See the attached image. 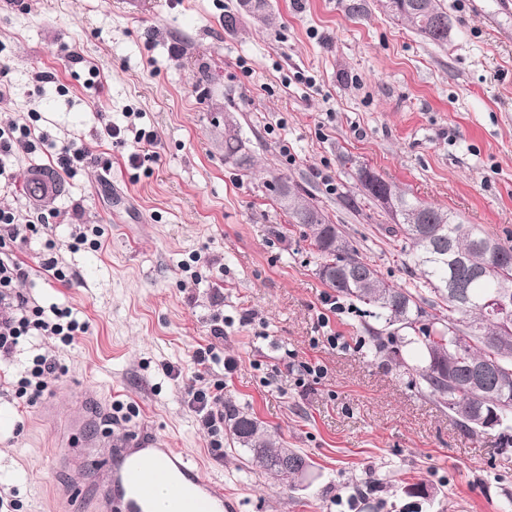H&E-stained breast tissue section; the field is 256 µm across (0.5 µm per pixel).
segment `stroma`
<instances>
[{
  "label": "stroma",
  "mask_w": 512,
  "mask_h": 512,
  "mask_svg": "<svg viewBox=\"0 0 512 512\" xmlns=\"http://www.w3.org/2000/svg\"><path fill=\"white\" fill-rule=\"evenodd\" d=\"M268 4L271 27L239 0H0V123L45 138L16 155L0 208L50 217L13 248L26 272L18 288L88 324L74 344L49 342L61 368L46 398L54 416L16 398L24 357L0 361V488L18 512H73L91 484L93 472L63 460L78 408L97 419L99 457L113 426L148 427L240 512H507L512 447L467 433L391 356L373 355L359 303L330 311L305 231L269 184L304 187L396 286L410 284L404 243L362 192L359 166L511 243L512 12L442 0L451 27L437 45L380 0ZM108 122L120 138L104 137ZM228 129L252 169L225 161ZM143 131L157 141L141 150ZM73 140L92 157L58 171L55 152ZM38 167L57 170L62 190L30 194ZM80 225L98 230L99 249L73 247ZM51 256L64 280L45 271ZM330 334L347 347H330ZM212 342L220 364L198 365ZM187 383L223 384L226 402L309 457L310 481L288 489L227 429L203 433ZM414 483L429 498L408 495Z\"/></svg>",
  "instance_id": "stroma-1"
}]
</instances>
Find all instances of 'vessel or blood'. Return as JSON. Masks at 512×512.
Returning a JSON list of instances; mask_svg holds the SVG:
<instances>
[{"label":"vessel or blood","instance_id":"obj_1","mask_svg":"<svg viewBox=\"0 0 512 512\" xmlns=\"http://www.w3.org/2000/svg\"><path fill=\"white\" fill-rule=\"evenodd\" d=\"M112 458L98 462L93 441H85L75 465L95 469V512H155L153 487H164L169 512H238L233 496L203 478L175 448L159 447L152 432H124L112 438Z\"/></svg>","mask_w":512,"mask_h":512}]
</instances>
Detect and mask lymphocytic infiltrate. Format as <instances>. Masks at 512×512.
<instances>
[{"mask_svg":"<svg viewBox=\"0 0 512 512\" xmlns=\"http://www.w3.org/2000/svg\"><path fill=\"white\" fill-rule=\"evenodd\" d=\"M31 223H21L19 215L10 209H0V357L10 358L21 350L32 357L17 382L15 393L33 405L49 393L48 379L58 371L52 349L44 347L43 338H56L70 344L87 330L78 322L71 309L56 306L42 308L31 304L17 285L26 273L14 258L11 247L27 242L35 232Z\"/></svg>","mask_w":512,"mask_h":512,"instance_id":"lymphocytic-infiltrate-1","label":"lymphocytic infiltrate"}]
</instances>
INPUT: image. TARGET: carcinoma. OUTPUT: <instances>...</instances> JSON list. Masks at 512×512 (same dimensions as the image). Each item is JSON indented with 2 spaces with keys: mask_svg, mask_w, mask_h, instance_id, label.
Segmentation results:
<instances>
[{
  "mask_svg": "<svg viewBox=\"0 0 512 512\" xmlns=\"http://www.w3.org/2000/svg\"><path fill=\"white\" fill-rule=\"evenodd\" d=\"M409 2L412 8L402 20L433 44L447 42L448 12L440 0ZM224 158L243 169L252 165V156L234 135L224 137ZM364 170L357 168V180L374 200L394 188L387 181L381 185L363 181ZM269 187L292 223L309 230L307 237L320 259L321 280L339 295L367 306L369 316L379 322V327L371 328L375 353L398 343L418 345L423 365L415 369L417 390L452 411L468 433H489L482 422L485 415L503 431L500 439L509 440L504 430L512 421V321L487 318L480 301L502 283L512 284V245L496 241L497 254L492 257L482 248L487 232L460 222L448 210L398 192L397 207L418 210L419 223L395 222L393 232L409 245L406 267L416 277L413 286L396 287L329 223L302 186L276 179ZM450 255L460 256V262L448 264ZM425 290L442 302L440 313L426 310ZM473 366L488 367L481 385L470 381ZM224 421L232 442L248 449L260 470L281 480L288 473L310 474L309 459L273 439L257 417L228 404Z\"/></svg>",
  "mask_w": 512,
  "mask_h": 512,
  "instance_id": "cac0c4a2",
  "label": "carcinoma"
}]
</instances>
